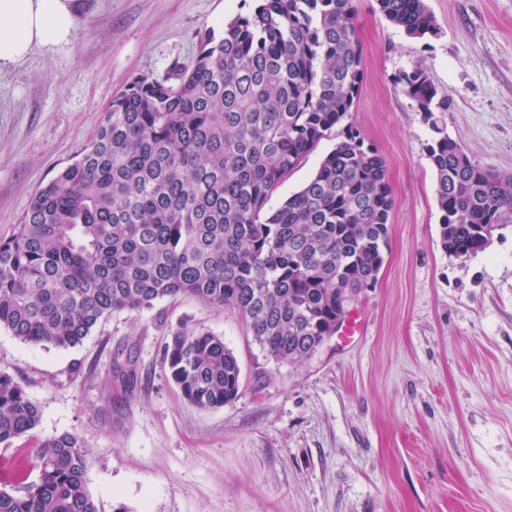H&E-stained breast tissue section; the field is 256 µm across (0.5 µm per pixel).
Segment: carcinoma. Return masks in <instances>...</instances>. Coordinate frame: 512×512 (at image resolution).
Returning a JSON list of instances; mask_svg holds the SVG:
<instances>
[{
    "label": "carcinoma",
    "instance_id": "obj_1",
    "mask_svg": "<svg viewBox=\"0 0 512 512\" xmlns=\"http://www.w3.org/2000/svg\"><path fill=\"white\" fill-rule=\"evenodd\" d=\"M414 39L438 34L425 0H377ZM176 81L134 78L97 130L30 199L0 241V329L23 343L74 348L114 312L190 296L235 310L276 361L295 363L336 335L345 298L384 264L395 200L385 159L348 127L305 185L273 194L351 111L363 77L354 0H258L253 13L198 33ZM436 134L442 248L467 257L512 213V176L473 163L445 133L426 72L403 75ZM170 377L190 404L237 399L241 369L224 340L177 330ZM38 406L0 372V445L36 428ZM39 479L0 490V512H99L81 439L35 450Z\"/></svg>",
    "mask_w": 512,
    "mask_h": 512
}]
</instances>
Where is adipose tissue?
<instances>
[{
  "instance_id": "ef3b65f1",
  "label": "adipose tissue",
  "mask_w": 512,
  "mask_h": 512,
  "mask_svg": "<svg viewBox=\"0 0 512 512\" xmlns=\"http://www.w3.org/2000/svg\"><path fill=\"white\" fill-rule=\"evenodd\" d=\"M73 28L72 0H0V71L34 47L66 42Z\"/></svg>"
}]
</instances>
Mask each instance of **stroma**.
Returning <instances> with one entry per match:
<instances>
[{
    "label": "stroma",
    "mask_w": 512,
    "mask_h": 512,
    "mask_svg": "<svg viewBox=\"0 0 512 512\" xmlns=\"http://www.w3.org/2000/svg\"><path fill=\"white\" fill-rule=\"evenodd\" d=\"M439 33L413 39L377 0H355L363 80L272 196L277 208L356 128L387 163L395 206L373 287L353 307L361 340L307 360L271 359L229 308L191 297L112 313L60 349L0 330V372L39 407L0 445V488L36 481L41 440H83L100 512H512V216L466 258L440 243L434 134L403 90L425 70L451 95L441 124L468 158L512 175V0H426ZM66 42L0 71V239L35 191L73 162L135 77L191 68L198 31L256 0H73ZM180 329L223 337L241 366L236 400L183 399L163 350Z\"/></svg>",
    "instance_id": "obj_1"
}]
</instances>
